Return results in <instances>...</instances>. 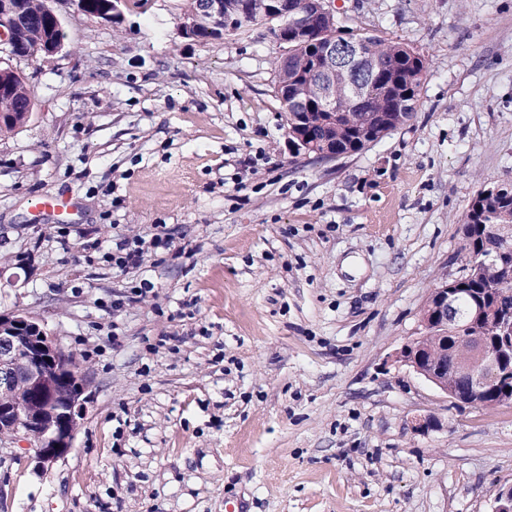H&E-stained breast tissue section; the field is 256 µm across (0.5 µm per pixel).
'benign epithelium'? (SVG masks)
Instances as JSON below:
<instances>
[{
	"label": "benign epithelium",
	"mask_w": 512,
	"mask_h": 512,
	"mask_svg": "<svg viewBox=\"0 0 512 512\" xmlns=\"http://www.w3.org/2000/svg\"><path fill=\"white\" fill-rule=\"evenodd\" d=\"M251 13L260 18L267 28H289L291 41L297 43L307 39L312 19L323 18L327 23V27L317 33L320 49L318 57L310 64L312 73L318 78L317 94L327 107L319 119L323 134L312 138L306 133L307 125L300 123L294 113H286L288 142L293 151L314 152L326 159L338 156L341 147L336 145L333 137L337 118L336 73L356 74L351 91L359 107L364 106L372 89L382 98L397 97L402 81L385 79V67L369 53L366 41L336 37L335 11L327 0H301L299 3L296 0H253L237 13L224 10V0H204L200 12L183 18L180 30L187 37L198 24L206 23L220 37L237 34L248 27ZM22 34L12 0H0V52L10 59L19 58ZM455 293L452 280H443L432 289L421 316L425 331L433 327L452 328L456 322ZM474 317L483 323L484 329L495 340V349L490 353L476 350L480 358L478 364L450 367L446 359H432L430 350L417 339L405 345L398 355L402 363L450 395L455 402L466 405L482 404L494 381L512 375V310L477 306ZM450 369L466 377L464 389L459 391L448 387ZM19 377L26 379L29 401L12 411L0 406V415L12 412L28 426L23 429L16 424L5 427L0 420V429L14 437L23 436L34 450L32 460L43 468L72 447L84 406V399L79 396L68 399L65 416L56 424L46 400L59 396L60 383L64 380L83 385V375L72 365L59 360L58 346L33 316L18 311L0 315V397L10 392Z\"/></svg>",
	"instance_id": "1"
}]
</instances>
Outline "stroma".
I'll return each instance as SVG.
<instances>
[{
	"instance_id": "obj_1",
	"label": "stroma",
	"mask_w": 512,
	"mask_h": 512,
	"mask_svg": "<svg viewBox=\"0 0 512 512\" xmlns=\"http://www.w3.org/2000/svg\"><path fill=\"white\" fill-rule=\"evenodd\" d=\"M48 4L64 47L14 60L34 110L0 137V313L76 355L86 403L44 472L0 444V512H492L512 404H456L397 354L476 192L512 189V0H331L425 60L411 119L331 160L288 143L270 35L185 37L189 0ZM75 203L64 196L42 195L32 201V209L39 213H59L64 210L74 211ZM138 240H129L119 244L118 253L112 252V268H116L122 274L130 270L139 269L143 263V249Z\"/></svg>"
}]
</instances>
